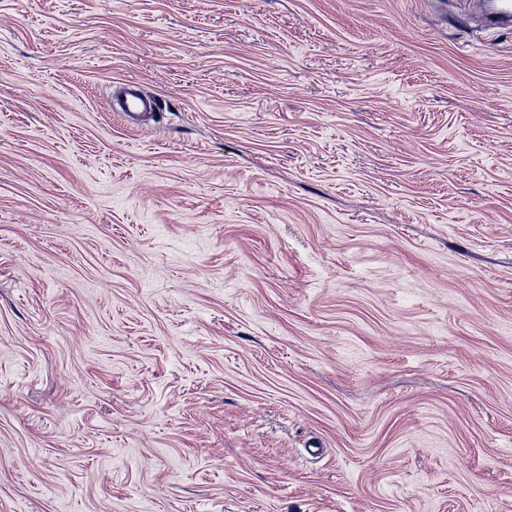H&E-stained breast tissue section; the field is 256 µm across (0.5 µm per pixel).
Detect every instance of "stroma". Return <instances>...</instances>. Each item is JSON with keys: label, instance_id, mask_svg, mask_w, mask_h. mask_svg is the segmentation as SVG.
<instances>
[{"label": "stroma", "instance_id": "obj_1", "mask_svg": "<svg viewBox=\"0 0 512 512\" xmlns=\"http://www.w3.org/2000/svg\"><path fill=\"white\" fill-rule=\"evenodd\" d=\"M0 512H512V29L0 0ZM115 112H124L129 117L137 119L139 112H156L158 108L157 101L141 92L135 84H129L124 87L118 95L114 97Z\"/></svg>", "mask_w": 512, "mask_h": 512}]
</instances>
